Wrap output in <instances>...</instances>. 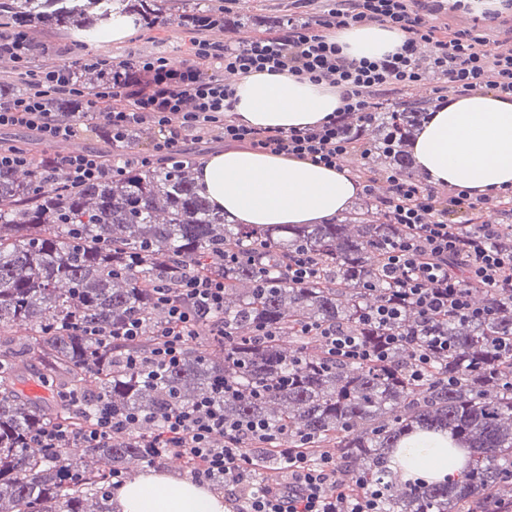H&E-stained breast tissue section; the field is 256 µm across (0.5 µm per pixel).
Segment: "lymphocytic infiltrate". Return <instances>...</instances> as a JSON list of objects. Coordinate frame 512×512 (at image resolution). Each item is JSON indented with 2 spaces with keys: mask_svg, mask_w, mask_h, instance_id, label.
I'll use <instances>...</instances> for the list:
<instances>
[{
  "mask_svg": "<svg viewBox=\"0 0 512 512\" xmlns=\"http://www.w3.org/2000/svg\"><path fill=\"white\" fill-rule=\"evenodd\" d=\"M421 7V0H351L349 6L328 9L326 14L301 23L288 20L286 25L245 42L218 44L199 36L192 41L195 64L175 69L161 56L122 61L113 67L111 82L90 91L74 82L69 66H35L33 35L12 27L0 32V56H9L17 69L24 71L30 89L0 100V128L32 130L48 143L67 141L78 136L80 128L72 113L52 111L51 100L65 96L94 107L95 129L111 144V158L86 151L44 159L48 173H63L75 186L123 174L130 140L143 130L151 133L149 151L137 159L143 166L156 162L178 165L186 138L209 135L339 169L357 149V136L346 130L348 120H372L380 93L408 89L432 76L442 79L456 94L486 88L512 96L511 47L489 49L486 37L465 30L439 33L424 21ZM370 23L386 24L404 33L400 51L377 60L356 61L341 55L331 29ZM422 41L433 44L431 55L418 54L417 45ZM264 71H285L336 87L342 106L321 124L289 130L255 128L229 120L235 90L224 82L223 73L243 76ZM387 180L390 195L384 206L390 222L402 233L386 250L383 278L395 288L396 297L366 313L365 322L395 319L402 305L410 301L427 314L444 313L470 321L492 317L491 309L472 306L466 289L495 288L504 297H512V247L502 244L501 225L483 219L490 202L512 206V185L492 198L474 197L461 190L440 201L402 175L391 174ZM458 210L470 214L467 225L450 220V213ZM243 258L261 279L274 268L302 284L320 273L319 260L304 249L284 257L270 256L258 248L244 252L225 249L215 255L217 273L207 276L175 262L167 269L172 288L156 289L154 295L166 321L158 328L149 355L128 356V366L154 374L178 365L189 339L196 335L198 315L224 308V268ZM316 334L331 354L364 363L385 360L388 346L397 342L389 336L384 346L373 347L332 326L317 327ZM132 420V414L105 405L97 409L91 427L82 432L51 423L35 431L32 438L44 448H92L124 433ZM266 436L262 422L225 419L212 401L201 400L167 413L160 432L147 437L144 446L155 459L174 449L191 456L199 463L193 479L200 483L223 479L225 491L235 500L249 474V459L240 445L243 440ZM281 465L287 482L253 490L237 512H380V490L352 497L340 493L332 458L312 463L288 449Z\"/></svg>",
  "mask_w": 512,
  "mask_h": 512,
  "instance_id": "f902f5d3",
  "label": "lymphocytic infiltrate"
}]
</instances>
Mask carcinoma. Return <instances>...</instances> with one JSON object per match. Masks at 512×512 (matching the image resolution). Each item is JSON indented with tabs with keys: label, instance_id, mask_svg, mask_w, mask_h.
Here are the masks:
<instances>
[{
	"label": "carcinoma",
	"instance_id": "cac0c4a2",
	"mask_svg": "<svg viewBox=\"0 0 512 512\" xmlns=\"http://www.w3.org/2000/svg\"><path fill=\"white\" fill-rule=\"evenodd\" d=\"M175 18L205 23L189 0H0V17L29 29L43 23L94 31L115 17L153 26ZM99 69L79 68L75 80L96 86ZM425 114L423 103L379 107L371 125V161L412 177L405 143ZM193 165L132 166L120 176L65 188L47 178L34 158L27 178L0 170V330H23L16 344L0 337V512H108L112 470L146 459V433L133 429L99 448L30 450L31 434L54 421L74 432L89 427L98 402L160 424L175 407L211 398L231 419H259L280 436L245 452L256 469L278 461L279 448L327 452L345 478L343 490L383 492L381 512H500L512 506V303L484 288L482 305L497 314L476 323L449 315L423 317L416 305L379 325L363 315L387 302L382 280L385 248L401 229L387 215L360 207L326 224L253 227L230 224L201 197ZM265 247L275 255L312 252L322 273L307 284L283 278L260 281L247 263L224 270V340L185 352L180 364L158 376L126 366L145 354L161 320L155 288L170 259L194 263L209 275L207 257L224 248ZM372 281L376 288L363 287ZM146 321L135 348L108 346L86 330H116L128 319ZM335 325L378 344L407 336L377 363L328 354L310 326ZM264 326L274 335L259 340ZM434 336L448 337L446 353L432 356L421 381L410 376L416 354ZM35 365L31 379L51 400L16 388L19 370ZM454 383L448 384V377ZM234 389L215 393L221 382ZM83 401L84 410L71 404ZM448 434L451 448H467V469L446 483L395 490L388 457L414 432ZM93 458L97 467H87Z\"/></svg>",
	"mask_w": 512,
	"mask_h": 512
}]
</instances>
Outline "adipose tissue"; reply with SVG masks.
<instances>
[{"label": "adipose tissue", "instance_id": "1", "mask_svg": "<svg viewBox=\"0 0 512 512\" xmlns=\"http://www.w3.org/2000/svg\"><path fill=\"white\" fill-rule=\"evenodd\" d=\"M348 59H377L397 52L402 32L386 25L337 29ZM233 120L279 128L322 123L342 105L336 88L285 72H256L235 86ZM416 168L434 186L471 196L512 185V97L477 91L436 107L410 144ZM194 179L199 193L236 224H319L347 211L363 187L347 170L292 156L228 147L204 159ZM468 458L446 437L420 434L396 449L392 467L407 481H442ZM116 512H226L224 498L191 479L148 470L117 495Z\"/></svg>", "mask_w": 512, "mask_h": 512}]
</instances>
